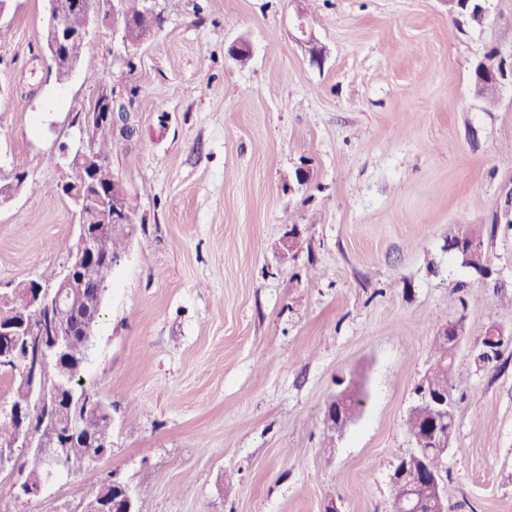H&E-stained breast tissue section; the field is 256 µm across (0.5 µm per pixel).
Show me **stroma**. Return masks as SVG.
Wrapping results in <instances>:
<instances>
[{
    "label": "stroma",
    "mask_w": 512,
    "mask_h": 512,
    "mask_svg": "<svg viewBox=\"0 0 512 512\" xmlns=\"http://www.w3.org/2000/svg\"><path fill=\"white\" fill-rule=\"evenodd\" d=\"M481 4L476 26L446 0H183L132 54L107 9L60 82L43 0H11L0 178L27 179L0 207V298L64 263L63 147L105 91L133 129L111 168L136 211L81 375L111 451L20 498L17 450L0 512H82L114 476L146 488L140 512H391L405 414L456 322L448 512H512V346L473 359L486 327L512 330V85L490 112L471 85L512 46V0ZM461 228L494 279L449 251ZM351 380L364 403L335 437L326 406Z\"/></svg>",
    "instance_id": "obj_1"
}]
</instances>
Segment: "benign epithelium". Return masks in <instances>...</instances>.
Returning a JSON list of instances; mask_svg holds the SVG:
<instances>
[{"label":"benign epithelium","mask_w":512,"mask_h":512,"mask_svg":"<svg viewBox=\"0 0 512 512\" xmlns=\"http://www.w3.org/2000/svg\"><path fill=\"white\" fill-rule=\"evenodd\" d=\"M47 12L45 49L51 57L58 54L72 38L67 23V15L74 10H84L95 15V8L89 0H44ZM490 81L502 86L512 83V49H497L494 63L486 67ZM71 200L79 220L78 240L70 251L53 280L33 285L26 283L22 287H31L27 292L25 310L19 320L9 326L0 327V367L18 370L19 379L27 392V402L19 405L1 407L0 415L8 418L23 419L30 422L20 425L15 440L8 448L0 447V470L7 468L14 460L18 448L31 450L33 468L20 484L21 493L33 498L41 494L45 485L53 477L58 466L67 463L66 454H60L54 462H47L38 455V446L46 435L54 436L61 427V421L67 408L54 409L56 399L63 398L66 404L97 410L102 406L98 394L90 391L78 392L73 379L62 366L60 359L68 352L71 331L61 319L46 322L43 314H64L75 306L82 288L95 283V236L108 230L109 225L125 223L124 212L120 208V187L112 186L111 202L99 205L95 197L72 189L63 188ZM462 336V326L458 323L442 328L438 341L447 343L451 350L458 349ZM56 372L55 389H46L48 368ZM415 405L429 412V423L437 437V449L448 450V400L420 393ZM427 449L414 448L393 468L389 475L392 483H402L406 488L425 483L432 487L433 500L431 512H448L445 498L444 481L440 473L429 469L425 463ZM121 485L122 494L112 499V512H137L138 491L128 483L112 481V485ZM427 504L417 502L411 493L393 504V512H424Z\"/></svg>","instance_id":"benign-epithelium-1"}]
</instances>
